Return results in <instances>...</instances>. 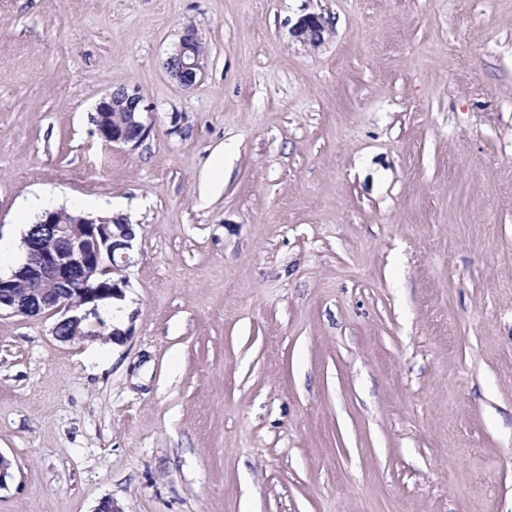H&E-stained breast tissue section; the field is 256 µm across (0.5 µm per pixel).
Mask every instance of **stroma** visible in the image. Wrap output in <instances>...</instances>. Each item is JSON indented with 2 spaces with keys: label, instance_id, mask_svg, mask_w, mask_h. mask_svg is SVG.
Wrapping results in <instances>:
<instances>
[{
  "label": "stroma",
  "instance_id": "stroma-1",
  "mask_svg": "<svg viewBox=\"0 0 512 512\" xmlns=\"http://www.w3.org/2000/svg\"><path fill=\"white\" fill-rule=\"evenodd\" d=\"M32 196L135 263L118 340L0 316V512H512V0H0V239ZM327 27L328 21L323 15L310 13L298 19L291 33L300 41L315 46L321 43ZM207 51L202 36L193 25L186 26L174 52L166 61L170 76L182 87L196 85L205 72ZM116 113L123 117L113 118ZM143 106V97L134 89L119 87L105 92L99 99L95 112L98 118L95 133L109 144L137 147L148 133V126L142 115L147 111Z\"/></svg>",
  "mask_w": 512,
  "mask_h": 512
}]
</instances>
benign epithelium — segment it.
<instances>
[{
  "instance_id": "benign-epithelium-1",
  "label": "benign epithelium",
  "mask_w": 512,
  "mask_h": 512,
  "mask_svg": "<svg viewBox=\"0 0 512 512\" xmlns=\"http://www.w3.org/2000/svg\"><path fill=\"white\" fill-rule=\"evenodd\" d=\"M328 21L321 14L298 19L291 33L313 46L321 43ZM207 51L196 27L186 26L174 52L166 61L170 76L191 88L205 72ZM121 116L112 118V110ZM143 97L134 89L119 87L105 92L95 112V133L100 139L122 146H138L148 133L142 115ZM135 228L110 224L101 216L76 215L62 223L56 212L46 211L37 224H29L21 238L24 262L8 274H0V313L55 316L52 332L62 342L91 335V324H100L114 309L113 300L124 298L126 276L110 279L133 261ZM112 280L109 288L101 281Z\"/></svg>"
}]
</instances>
